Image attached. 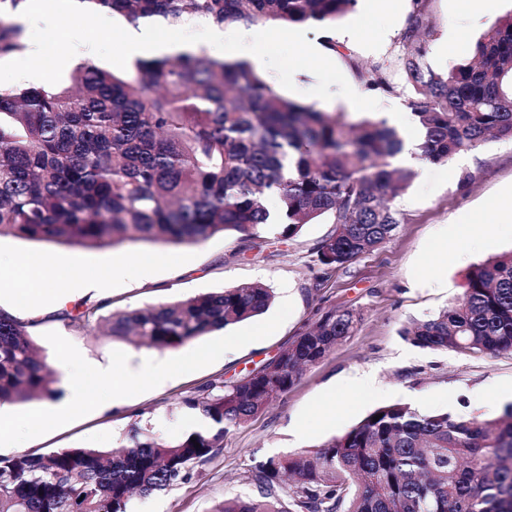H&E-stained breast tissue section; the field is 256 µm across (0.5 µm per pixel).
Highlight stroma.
Returning a JSON list of instances; mask_svg holds the SVG:
<instances>
[{
	"label": "stroma",
	"mask_w": 512,
	"mask_h": 512,
	"mask_svg": "<svg viewBox=\"0 0 512 512\" xmlns=\"http://www.w3.org/2000/svg\"><path fill=\"white\" fill-rule=\"evenodd\" d=\"M412 0H386L375 8L358 0L332 28L300 25L296 31L315 48L325 39L347 46L365 67L397 52ZM434 33L427 59L437 70L468 56L472 44L494 21L512 17V0H488L485 12L462 7L460 0H429ZM0 21L21 26L23 39L35 42V54H11L0 70V88L41 86L47 75L68 82L76 66L92 62L114 72L135 60L119 37L129 23L111 16L106 29L87 26L84 11L63 0H38V9L0 13ZM258 64L280 91L314 104L348 123L363 118L389 119L406 109L402 92L374 91L372 108H361V86L347 63L329 54L327 65L300 56L294 39L282 37L275 50L256 44ZM472 182H463L464 174ZM399 229L377 249L351 265L324 273L315 247L331 230L328 224L305 225L285 245L274 243L273 230L261 231L241 250L237 233L218 234L200 244L126 240L103 248L0 238V309L17 313L26 304L37 315L29 333L48 367L60 378L61 396L53 401L7 404L13 421L0 437V455L45 454L79 446L108 447L132 426L172 437L191 425L185 397L212 382L240 377L265 364L332 307L361 311L357 332L309 367L298 383L269 408L228 433L218 456L194 470L192 478L167 492L133 497L132 512H210L220 501L253 494L247 475L268 457L298 452L341 435L375 408L410 403L422 413L449 412L493 418L512 404V354L469 358L450 350L414 346L400 334L411 319L438 312L461 296L465 276L489 256L512 249V140L492 138L478 150L444 163L416 167L411 187L395 201ZM50 260L60 273L58 289L77 292L79 303L125 310L186 299L261 282L274 290L263 314L184 345L201 352L163 378L130 387L124 407L110 410L113 378L97 382L98 407L70 402L68 391L77 371L70 350L87 367H136L142 359L172 358L128 340L102 335L97 325L73 331L60 309L39 295V280L19 276L22 261ZM122 262L123 279L79 289L84 268ZM372 376L376 391L355 389L358 378Z\"/></svg>",
	"instance_id": "stroma-1"
}]
</instances>
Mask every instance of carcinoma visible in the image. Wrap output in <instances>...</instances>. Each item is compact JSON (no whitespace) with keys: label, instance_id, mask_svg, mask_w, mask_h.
I'll return each mask as SVG.
<instances>
[{"label":"carcinoma","instance_id":"obj_1","mask_svg":"<svg viewBox=\"0 0 512 512\" xmlns=\"http://www.w3.org/2000/svg\"><path fill=\"white\" fill-rule=\"evenodd\" d=\"M133 26L333 27L357 0H86ZM433 32L427 0H413L395 63L351 62L367 90L392 92L399 76L420 134L416 149L446 162L488 136L512 139V21L489 27L469 58L444 71L427 62ZM24 49L22 30L0 26V56ZM405 137L384 121L348 126L315 104L276 89L246 61L180 54L137 59L121 73L76 67L55 81L0 89V237L101 248L139 236L197 244L235 231L244 240L271 223L278 239L324 221L334 231L316 247L328 270L395 235L393 201L412 183L397 163ZM273 299L254 284L159 306L64 313L75 330L138 336L159 350L263 313ZM362 313L323 311L266 365L211 383L184 398L208 421L161 439L134 426L110 447L0 457V512H128L133 494L161 493L217 456L224 436L282 399L304 371L355 334ZM401 335L431 350L477 357L512 353V251L477 264L462 295ZM26 323L0 311V405L60 394ZM379 420H373L375 415ZM199 446H194L191 439ZM255 496L210 512H512V407L495 419L379 406L345 433L311 450L272 456L249 471Z\"/></svg>","mask_w":512,"mask_h":512}]
</instances>
